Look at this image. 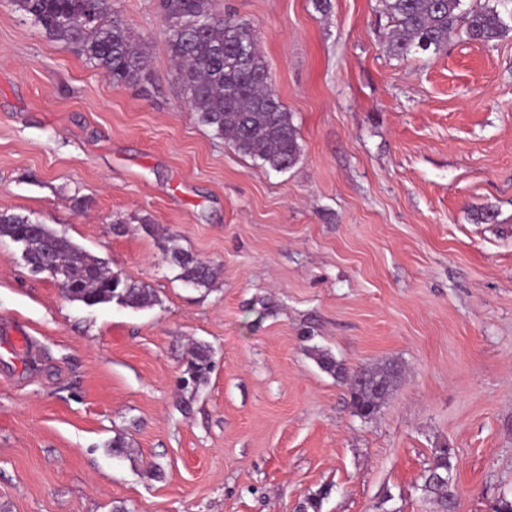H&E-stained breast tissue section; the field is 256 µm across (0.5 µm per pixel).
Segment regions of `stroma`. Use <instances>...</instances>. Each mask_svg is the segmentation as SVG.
I'll list each match as a JSON object with an SVG mask.
<instances>
[{
    "instance_id": "1",
    "label": "stroma",
    "mask_w": 512,
    "mask_h": 512,
    "mask_svg": "<svg viewBox=\"0 0 512 512\" xmlns=\"http://www.w3.org/2000/svg\"><path fill=\"white\" fill-rule=\"evenodd\" d=\"M298 132L276 171L203 126L159 0H112L148 76L114 85L0 0V212L152 288L88 307L0 240V512H453L512 498V34L392 56L380 0H214ZM153 232H146V225ZM217 268L180 278L165 238ZM211 370L180 379L198 350ZM348 370L400 364L371 418ZM126 446L113 452L114 437ZM453 452L448 446L436 448L431 465L423 476L420 486L426 499L436 501L443 507H448V501L453 496L454 484L452 459Z\"/></svg>"
}]
</instances>
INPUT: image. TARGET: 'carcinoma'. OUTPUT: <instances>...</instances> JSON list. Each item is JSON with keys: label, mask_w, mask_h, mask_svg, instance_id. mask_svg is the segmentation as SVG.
Masks as SVG:
<instances>
[{"label": "carcinoma", "mask_w": 512, "mask_h": 512, "mask_svg": "<svg viewBox=\"0 0 512 512\" xmlns=\"http://www.w3.org/2000/svg\"><path fill=\"white\" fill-rule=\"evenodd\" d=\"M462 0H381L393 23L389 53L406 57L413 51L438 52L452 34L464 40L490 43L506 37L511 27L497 7L461 9ZM52 40L61 41L84 57L116 85L138 81L148 59L118 17L107 23L112 0H12ZM169 23V45L176 69L174 79L199 121L237 152L259 157L276 171L292 167L300 145L292 115L272 87L268 65L248 24L218 15L213 0H160ZM23 241L25 260L38 272L65 274L67 298L86 306L116 302L130 308L154 304L147 285L123 278L106 262L74 244L64 234L27 216L0 213V239ZM180 278L195 288H208L217 276L210 264L180 248H167ZM322 367L342 382L355 413L374 415L396 389L401 367L348 371L323 354ZM452 449L435 450L420 486L425 498L448 506L454 484Z\"/></svg>", "instance_id": "carcinoma-1"}]
</instances>
